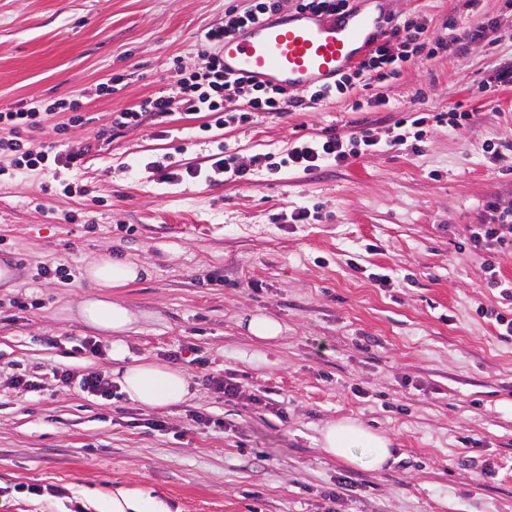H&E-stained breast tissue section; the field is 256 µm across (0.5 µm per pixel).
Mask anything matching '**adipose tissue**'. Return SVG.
<instances>
[{
  "instance_id": "adipose-tissue-1",
  "label": "adipose tissue",
  "mask_w": 512,
  "mask_h": 512,
  "mask_svg": "<svg viewBox=\"0 0 512 512\" xmlns=\"http://www.w3.org/2000/svg\"><path fill=\"white\" fill-rule=\"evenodd\" d=\"M143 270L142 264L101 254L92 258L83 271L84 278L100 288L101 294L80 302V317L98 331L115 334L112 357L116 360L127 354L120 336L132 330L134 316L124 303L105 296L104 291L128 286L140 278ZM119 384L132 400L149 408L177 404L190 395L189 381L183 371L150 361L126 368ZM321 445L328 454L369 469L381 468L392 457L387 438L350 418L327 423L321 432Z\"/></svg>"
}]
</instances>
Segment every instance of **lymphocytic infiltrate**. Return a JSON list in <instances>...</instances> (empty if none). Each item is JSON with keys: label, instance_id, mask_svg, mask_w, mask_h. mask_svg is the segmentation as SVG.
Returning <instances> with one entry per match:
<instances>
[{"label": "lymphocytic infiltrate", "instance_id": "lymphocytic-infiltrate-1", "mask_svg": "<svg viewBox=\"0 0 512 512\" xmlns=\"http://www.w3.org/2000/svg\"><path fill=\"white\" fill-rule=\"evenodd\" d=\"M279 9V0H253L252 5L244 12L228 10L223 24L211 28L207 34L210 46L204 51L207 58L206 67L180 79L178 96L161 94L147 97L138 106L121 110L115 119L116 124L122 127L137 124L146 112L164 116L182 110L211 113L215 125L221 127L236 120L235 115L225 112V103L244 93L249 94V104L253 111L280 112L290 106L300 107L306 101L317 103L344 91L351 83V77L347 74L342 75L334 85L315 88L306 100L288 97L283 89L269 83L225 74L224 57L219 50L220 43H223L225 38L244 30L249 24L276 14ZM418 32V27L411 22L393 26L390 40L376 45L369 51L359 66L360 72L372 74L378 82L390 78L395 74L399 62L406 59L405 54L394 52L392 38L404 37L406 44L410 45L417 40ZM40 111L39 107L25 105L13 110L0 111V151L9 152L11 156L9 165L0 167L1 176L11 170L17 172L43 168L51 161H63L70 166L76 163V155L70 153L35 155L26 150L24 136L39 129ZM375 144V139L367 132L361 137L348 140L330 132L320 140L292 147L284 163L310 174L328 164L344 163ZM469 241L473 248L490 254L505 247L511 248L512 200L499 197L488 199L484 205L483 220L481 224L476 225Z\"/></svg>", "mask_w": 512, "mask_h": 512}]
</instances>
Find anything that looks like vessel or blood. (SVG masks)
Segmentation results:
<instances>
[{
    "instance_id": "b4317fda",
    "label": "vessel or blood",
    "mask_w": 512,
    "mask_h": 512,
    "mask_svg": "<svg viewBox=\"0 0 512 512\" xmlns=\"http://www.w3.org/2000/svg\"><path fill=\"white\" fill-rule=\"evenodd\" d=\"M379 25L374 15L357 10L339 21L300 10L265 19L225 39L224 69L289 93L328 85L356 63Z\"/></svg>"
}]
</instances>
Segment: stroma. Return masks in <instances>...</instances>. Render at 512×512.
<instances>
[{"instance_id": "35a3bbf8", "label": "stroma", "mask_w": 512, "mask_h": 512, "mask_svg": "<svg viewBox=\"0 0 512 512\" xmlns=\"http://www.w3.org/2000/svg\"><path fill=\"white\" fill-rule=\"evenodd\" d=\"M251 3L0 0V110L78 97L86 118L44 114L26 144L81 153L78 167L0 178V260L14 272L0 285V512H112L121 491L164 512H328L344 476L355 489L340 512H512V338L494 318L512 302L489 285L512 282V247L469 246L484 202L512 199V172L486 151L512 142V86L481 89L512 63L498 35L512 29V0H354L422 26L423 50L394 78L281 112L250 111L243 95L226 108L246 121L207 132L204 112L114 125L176 94L182 74L205 68L208 30ZM451 21L495 28L455 54L435 47ZM113 77L118 90L97 95ZM455 107L468 127L431 120L420 151L388 147L397 119ZM365 128L379 149L311 175L170 183L148 168L169 156L204 167L221 147L246 165ZM302 207L314 217L292 221ZM102 253L147 269L110 291L136 317L121 360L77 312L96 293L81 272ZM49 263L68 278L43 276ZM254 315L281 335L253 339ZM86 338L100 354L80 349ZM143 360L181 368L190 396L152 409L52 375L112 377ZM20 374L35 388L15 386ZM225 376L240 398L210 387ZM341 418L387 437L392 461L328 455L321 430Z\"/></svg>"}]
</instances>
